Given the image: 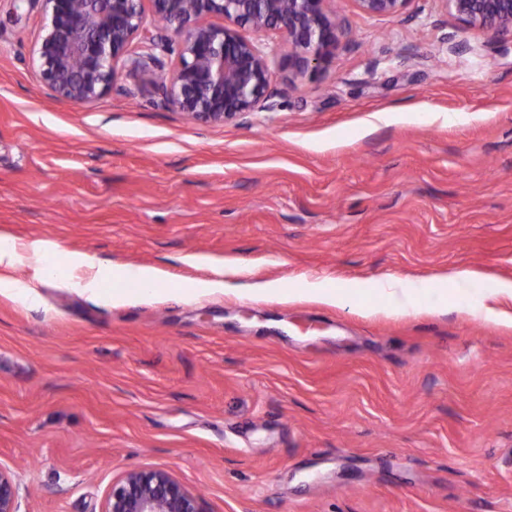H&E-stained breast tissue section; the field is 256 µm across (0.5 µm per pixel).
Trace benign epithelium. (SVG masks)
Wrapping results in <instances>:
<instances>
[{
    "label": "benign epithelium",
    "instance_id": "benign-epithelium-1",
    "mask_svg": "<svg viewBox=\"0 0 512 512\" xmlns=\"http://www.w3.org/2000/svg\"><path fill=\"white\" fill-rule=\"evenodd\" d=\"M45 23L34 46L40 78L59 100L89 104L107 94L119 65L152 71L164 105L202 124H226L272 109L276 73L257 37L278 34L295 77L314 75L346 36L334 0H39ZM374 18L411 0H353ZM466 28L512 41V0H441ZM173 56L158 67L151 50ZM0 512H19L18 486L0 467ZM101 512H205L199 497L163 467L127 471Z\"/></svg>",
    "mask_w": 512,
    "mask_h": 512
}]
</instances>
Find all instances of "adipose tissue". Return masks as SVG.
<instances>
[{"label": "adipose tissue", "mask_w": 512, "mask_h": 512, "mask_svg": "<svg viewBox=\"0 0 512 512\" xmlns=\"http://www.w3.org/2000/svg\"><path fill=\"white\" fill-rule=\"evenodd\" d=\"M49 254V246L42 240L19 243L1 235L0 290L22 301L32 299L31 282H43L56 276V269L48 260ZM22 265L31 271L30 283L19 282L12 276L13 271ZM120 273L128 281L129 287L113 292V303L121 304L131 299L153 301L163 298L166 293L163 273L157 268L125 266Z\"/></svg>", "instance_id": "obj_1"}]
</instances>
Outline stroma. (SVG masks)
<instances>
[{"instance_id":"1","label":"stroma","mask_w":512,"mask_h":512,"mask_svg":"<svg viewBox=\"0 0 512 512\" xmlns=\"http://www.w3.org/2000/svg\"><path fill=\"white\" fill-rule=\"evenodd\" d=\"M342 47L276 106L192 124L122 67L100 100L43 86L39 6L0 0V233L173 295L115 305L54 279L0 293V467L19 512H100L158 466L205 512H512V44L442 0H336ZM235 268L237 293L180 299ZM472 270L480 283L439 274ZM400 278L412 313L379 286ZM325 280L336 306L256 299ZM357 9L369 17H395L406 9L411 0H353ZM118 272L129 282L131 288L116 289L117 291L112 293L113 304H121L131 299L159 300L167 292V288H164L163 273L155 267L123 266Z\"/></svg>"}]
</instances>
